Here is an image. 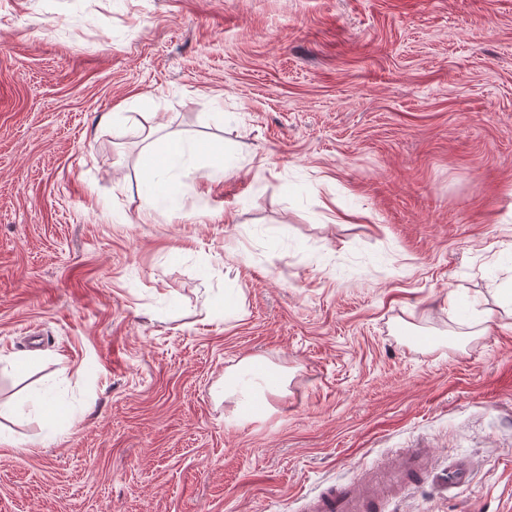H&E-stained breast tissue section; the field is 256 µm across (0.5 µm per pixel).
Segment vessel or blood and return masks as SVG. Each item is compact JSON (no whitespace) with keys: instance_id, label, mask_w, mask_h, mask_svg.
Wrapping results in <instances>:
<instances>
[{"instance_id":"vessel-or-blood-1","label":"vessel or blood","mask_w":512,"mask_h":512,"mask_svg":"<svg viewBox=\"0 0 512 512\" xmlns=\"http://www.w3.org/2000/svg\"><path fill=\"white\" fill-rule=\"evenodd\" d=\"M435 473L430 452L425 448L412 449L405 459L385 468L367 469L352 484L332 487L309 499L305 512H381L387 498L395 492L423 482ZM475 468L467 461L450 464L446 477L449 491L468 486Z\"/></svg>"}]
</instances>
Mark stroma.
Segmentation results:
<instances>
[{
    "label": "stroma",
    "mask_w": 512,
    "mask_h": 512,
    "mask_svg": "<svg viewBox=\"0 0 512 512\" xmlns=\"http://www.w3.org/2000/svg\"><path fill=\"white\" fill-rule=\"evenodd\" d=\"M391 2L0 0V512H302L410 448L476 476L385 512L512 505V0ZM140 124L210 148L166 212ZM274 382L265 371H258L252 367H244L235 374L224 379V393L236 397L238 408L250 409L253 406L266 402L265 390L273 386ZM475 467L468 461H458L448 466V475L445 476L448 484V493L458 491L468 486L474 477Z\"/></svg>",
    "instance_id": "stroma-1"
}]
</instances>
